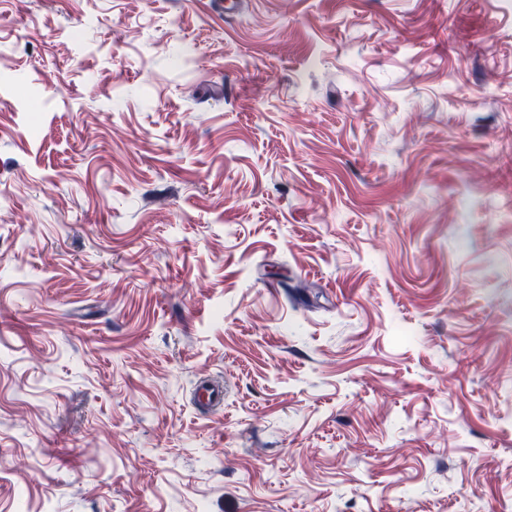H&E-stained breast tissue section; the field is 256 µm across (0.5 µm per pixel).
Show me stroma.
Returning a JSON list of instances; mask_svg holds the SVG:
<instances>
[{
    "mask_svg": "<svg viewBox=\"0 0 512 512\" xmlns=\"http://www.w3.org/2000/svg\"><path fill=\"white\" fill-rule=\"evenodd\" d=\"M0 512H512V0H0Z\"/></svg>",
    "mask_w": 512,
    "mask_h": 512,
    "instance_id": "35a3bbf8",
    "label": "stroma"
}]
</instances>
